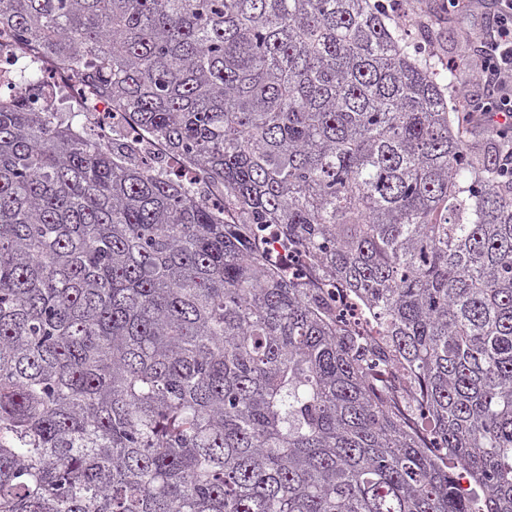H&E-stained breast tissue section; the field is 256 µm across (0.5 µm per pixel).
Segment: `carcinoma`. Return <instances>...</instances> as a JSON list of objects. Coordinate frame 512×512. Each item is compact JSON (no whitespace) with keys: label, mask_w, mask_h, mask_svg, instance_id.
Wrapping results in <instances>:
<instances>
[{"label":"carcinoma","mask_w":512,"mask_h":512,"mask_svg":"<svg viewBox=\"0 0 512 512\" xmlns=\"http://www.w3.org/2000/svg\"><path fill=\"white\" fill-rule=\"evenodd\" d=\"M393 10L0 0L202 179L43 111L31 66L0 101V512H512V130L470 141ZM334 291L332 310L336 318L350 323L363 334L370 332L372 323L358 302L343 288H336Z\"/></svg>","instance_id":"1"}]
</instances>
